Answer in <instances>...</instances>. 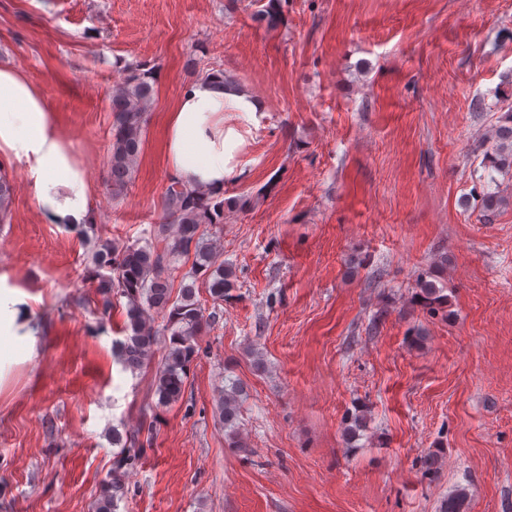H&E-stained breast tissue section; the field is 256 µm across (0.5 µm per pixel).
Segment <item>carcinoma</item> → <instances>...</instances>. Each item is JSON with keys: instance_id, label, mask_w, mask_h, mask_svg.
<instances>
[{"instance_id": "obj_1", "label": "carcinoma", "mask_w": 512, "mask_h": 512, "mask_svg": "<svg viewBox=\"0 0 512 512\" xmlns=\"http://www.w3.org/2000/svg\"><path fill=\"white\" fill-rule=\"evenodd\" d=\"M260 19L274 28L282 21L281 0H269ZM155 93L153 72L141 67L129 68L112 91V147L107 162V185L117 199L127 188L143 144L147 112ZM492 148L485 153V166L500 173L512 172V105L498 116L493 128ZM11 186L0 173V223L7 218ZM224 223V197L208 198L199 191L172 180L163 202V220L154 225L150 239L117 247L108 240L95 242L91 262L95 268L97 292L102 311L112 307V295L126 299V336L113 342L112 349L123 368L139 369L150 357L152 348L163 344L162 359L154 375V393L158 405L168 406L182 399L188 374L199 352L201 332L218 322L219 306L231 297L235 288L233 272L217 262L208 235ZM193 256L189 271L181 276L180 292L172 296L177 263ZM207 289L212 311L197 299L198 288ZM417 299L435 310L447 303L443 289L431 280L418 283ZM163 323H156V318ZM239 391L223 392L218 415L227 430L231 448H243L237 421L240 414ZM137 431L127 437L112 434V443L121 446L112 479L102 484L96 512H117L124 495L120 470L136 465L143 448L151 444L152 432L141 438ZM466 488L456 489L441 504L440 512H466Z\"/></svg>"}]
</instances>
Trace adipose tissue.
<instances>
[{"label":"adipose tissue","mask_w":512,"mask_h":512,"mask_svg":"<svg viewBox=\"0 0 512 512\" xmlns=\"http://www.w3.org/2000/svg\"><path fill=\"white\" fill-rule=\"evenodd\" d=\"M257 112L246 91L213 78L189 82L168 116L165 155L173 177L216 196L224 191L225 110ZM0 153L22 163L44 223L74 228L89 221L85 171L57 134L38 84L22 71L0 67Z\"/></svg>","instance_id":"ef3b65f1"}]
</instances>
